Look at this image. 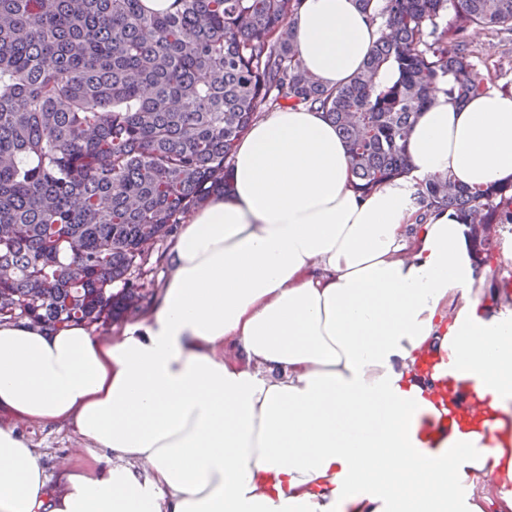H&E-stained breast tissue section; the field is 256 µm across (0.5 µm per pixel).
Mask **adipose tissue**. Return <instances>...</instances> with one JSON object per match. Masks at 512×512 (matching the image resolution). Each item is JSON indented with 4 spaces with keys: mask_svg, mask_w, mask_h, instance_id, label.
<instances>
[{
    "mask_svg": "<svg viewBox=\"0 0 512 512\" xmlns=\"http://www.w3.org/2000/svg\"><path fill=\"white\" fill-rule=\"evenodd\" d=\"M291 25L330 88L379 37L356 0H302ZM406 149L362 192L323 112L274 110L121 335L0 324V512H512V301L486 300L469 225L419 194L512 182V95L436 93ZM432 349L488 431L429 432ZM59 421L83 446L54 482L19 427Z\"/></svg>",
    "mask_w": 512,
    "mask_h": 512,
    "instance_id": "adipose-tissue-1",
    "label": "adipose tissue"
}]
</instances>
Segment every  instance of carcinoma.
I'll return each instance as SVG.
<instances>
[{
	"label": "carcinoma",
	"mask_w": 512,
	"mask_h": 512,
	"mask_svg": "<svg viewBox=\"0 0 512 512\" xmlns=\"http://www.w3.org/2000/svg\"><path fill=\"white\" fill-rule=\"evenodd\" d=\"M301 2L0 0V323L103 325L150 304L149 245L227 192L235 143L269 110L323 112L365 192L405 173L432 92L462 106L486 87L471 37L512 32V0H358L379 38L328 88L299 63ZM422 198L471 225L478 253L512 224V185L434 175Z\"/></svg>",
	"instance_id": "1"
}]
</instances>
